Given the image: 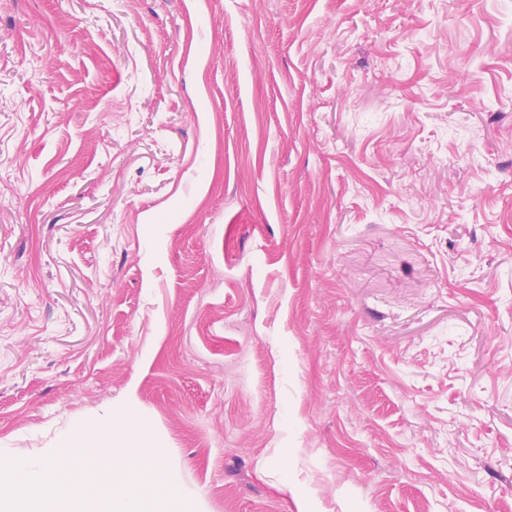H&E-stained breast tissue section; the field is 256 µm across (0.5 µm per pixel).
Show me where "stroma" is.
Masks as SVG:
<instances>
[{
    "label": "stroma",
    "instance_id": "35a3bbf8",
    "mask_svg": "<svg viewBox=\"0 0 512 512\" xmlns=\"http://www.w3.org/2000/svg\"><path fill=\"white\" fill-rule=\"evenodd\" d=\"M110 418L203 512H512V0H0V455Z\"/></svg>",
    "mask_w": 512,
    "mask_h": 512
}]
</instances>
